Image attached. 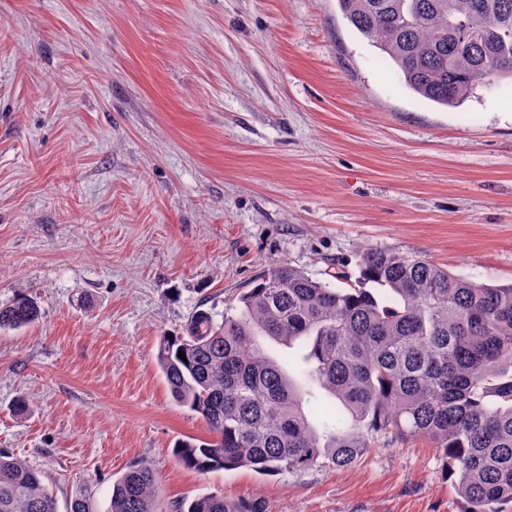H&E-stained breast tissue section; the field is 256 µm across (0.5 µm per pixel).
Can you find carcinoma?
I'll use <instances>...</instances> for the list:
<instances>
[{
  "mask_svg": "<svg viewBox=\"0 0 512 512\" xmlns=\"http://www.w3.org/2000/svg\"><path fill=\"white\" fill-rule=\"evenodd\" d=\"M338 2L432 102L456 106L512 78V0ZM358 267L345 287L288 263L267 268L221 319L199 310L184 335L161 337L157 363L172 398L211 434L177 442L172 454L199 473L298 474L348 469L382 439L425 438L448 459L466 512H504L512 503V284L456 277L396 249H366ZM40 315L18 293L0 304V330ZM262 337L289 349L301 378ZM158 488L150 465L132 466L112 486L110 512H159ZM170 509L266 512L261 500L222 493ZM0 512H58L42 473L1 450Z\"/></svg>",
  "mask_w": 512,
  "mask_h": 512,
  "instance_id": "1",
  "label": "carcinoma"
}]
</instances>
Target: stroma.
Wrapping results in <instances>:
<instances>
[{"label": "stroma", "mask_w": 512, "mask_h": 512, "mask_svg": "<svg viewBox=\"0 0 512 512\" xmlns=\"http://www.w3.org/2000/svg\"><path fill=\"white\" fill-rule=\"evenodd\" d=\"M366 249L512 282V80L458 107L409 89L338 0H0V449L59 506L145 462L158 508L219 491L267 512H465L426 441L345 470L198 473L163 333L288 263L355 282ZM27 411H18V398ZM38 304L24 293L16 294L7 303L0 304V330H20L40 318Z\"/></svg>", "instance_id": "obj_1"}]
</instances>
